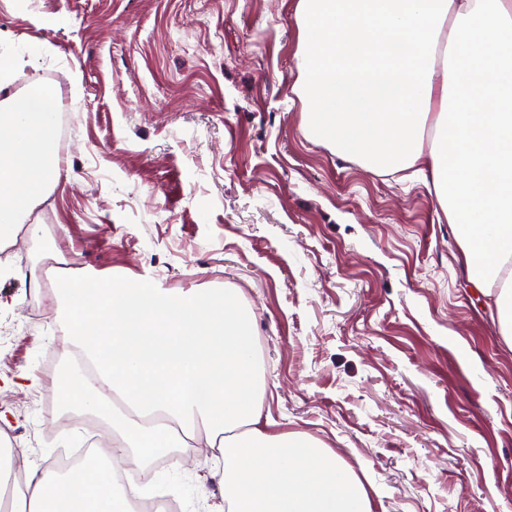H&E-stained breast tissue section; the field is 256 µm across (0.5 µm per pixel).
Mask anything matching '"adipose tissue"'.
Returning a JSON list of instances; mask_svg holds the SVG:
<instances>
[{"instance_id": "ef3b65f1", "label": "adipose tissue", "mask_w": 512, "mask_h": 512, "mask_svg": "<svg viewBox=\"0 0 512 512\" xmlns=\"http://www.w3.org/2000/svg\"><path fill=\"white\" fill-rule=\"evenodd\" d=\"M296 92L311 136L376 172L429 178L482 290H496L512 343V0H297ZM0 70V249L58 181L53 94L9 95ZM434 128L436 146L425 147ZM74 350L93 377L55 392L111 413L107 464L26 470L27 512H114L112 461L144 469L203 436L224 458L213 512H371L368 489L331 449L261 419L265 383L252 315L230 290L174 291L143 277L63 268L55 284Z\"/></svg>"}]
</instances>
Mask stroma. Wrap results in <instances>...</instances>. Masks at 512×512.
I'll return each instance as SVG.
<instances>
[{
	"instance_id": "1",
	"label": "stroma",
	"mask_w": 512,
	"mask_h": 512,
	"mask_svg": "<svg viewBox=\"0 0 512 512\" xmlns=\"http://www.w3.org/2000/svg\"><path fill=\"white\" fill-rule=\"evenodd\" d=\"M297 0H0V51L33 88L65 80L61 177L0 256L6 446L51 470L87 423L62 424L70 362L53 251L109 276L228 288L253 315L279 430L332 448L372 512H512V347L424 179L336 155L305 130ZM28 373L20 385L11 379ZM220 462L155 460L182 512L216 504Z\"/></svg>"
}]
</instances>
